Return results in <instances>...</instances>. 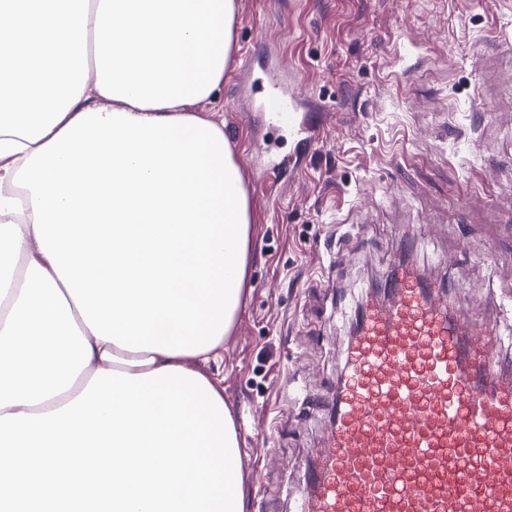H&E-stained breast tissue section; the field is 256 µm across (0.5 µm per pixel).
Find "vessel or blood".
<instances>
[{"instance_id":"1","label":"vessel or blood","mask_w":512,"mask_h":512,"mask_svg":"<svg viewBox=\"0 0 512 512\" xmlns=\"http://www.w3.org/2000/svg\"><path fill=\"white\" fill-rule=\"evenodd\" d=\"M268 127L298 135V92L271 89ZM330 443L295 512H512V371L406 269L362 310L328 406Z\"/></svg>"}]
</instances>
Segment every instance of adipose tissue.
I'll use <instances>...</instances> for the list:
<instances>
[{"instance_id":"1","label":"adipose tissue","mask_w":512,"mask_h":512,"mask_svg":"<svg viewBox=\"0 0 512 512\" xmlns=\"http://www.w3.org/2000/svg\"><path fill=\"white\" fill-rule=\"evenodd\" d=\"M111 23H104V13ZM237 0H0V512H243L202 370L241 304L243 174L218 116ZM96 60L71 70L68 37ZM224 489L215 499L210 489Z\"/></svg>"}]
</instances>
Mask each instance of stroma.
I'll use <instances>...</instances> for the list:
<instances>
[{
    "mask_svg": "<svg viewBox=\"0 0 512 512\" xmlns=\"http://www.w3.org/2000/svg\"><path fill=\"white\" fill-rule=\"evenodd\" d=\"M217 105L251 210L246 290L206 371L243 512H292L373 283L413 264L512 362V0H238ZM295 76L314 147L252 105Z\"/></svg>",
    "mask_w": 512,
    "mask_h": 512,
    "instance_id": "1",
    "label": "stroma"
}]
</instances>
